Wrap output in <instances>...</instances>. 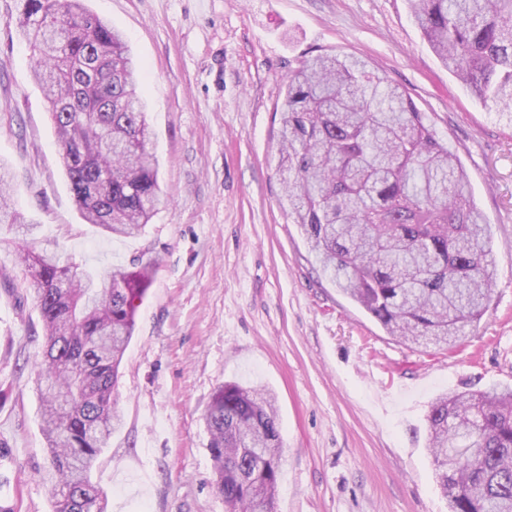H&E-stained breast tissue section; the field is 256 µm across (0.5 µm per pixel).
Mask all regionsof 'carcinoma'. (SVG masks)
<instances>
[{
  "instance_id": "1",
  "label": "carcinoma",
  "mask_w": 512,
  "mask_h": 512,
  "mask_svg": "<svg viewBox=\"0 0 512 512\" xmlns=\"http://www.w3.org/2000/svg\"><path fill=\"white\" fill-rule=\"evenodd\" d=\"M442 63L481 102L512 112V0H408ZM16 24L51 107L83 220L140 234L166 202L148 145L142 78L122 34L83 0H21ZM276 170L288 214L322 271L390 335L458 345L486 311L496 275L489 225L467 173L406 92L338 53L304 59L284 80ZM0 224H38L3 192ZM46 331L35 362L53 512H106L91 480L121 426L117 388L151 262L103 275L58 252L21 251ZM428 448L450 512H512V389L438 397ZM227 512H273L283 454L274 397L220 386L205 415Z\"/></svg>"
}]
</instances>
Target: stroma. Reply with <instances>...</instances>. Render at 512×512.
<instances>
[{
  "instance_id": "1",
  "label": "stroma",
  "mask_w": 512,
  "mask_h": 512,
  "mask_svg": "<svg viewBox=\"0 0 512 512\" xmlns=\"http://www.w3.org/2000/svg\"><path fill=\"white\" fill-rule=\"evenodd\" d=\"M146 77L150 149L169 198L136 237L83 221L34 60L0 0V161L11 200L81 269L156 266L121 367L113 435L92 479L108 512H225L204 416L227 382L271 391L283 441L274 512H449L426 416L442 393L512 388V121L448 71L408 0H84ZM321 52L367 59L403 87L466 170L491 226L481 321L446 350L408 346L324 276L281 204L282 79ZM34 293L0 285V448L15 512H52L32 371Z\"/></svg>"
}]
</instances>
